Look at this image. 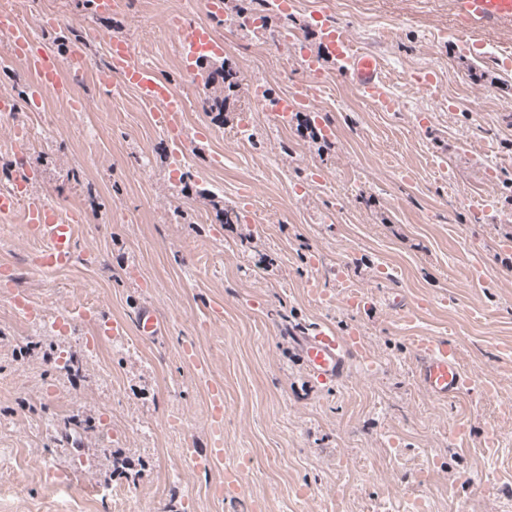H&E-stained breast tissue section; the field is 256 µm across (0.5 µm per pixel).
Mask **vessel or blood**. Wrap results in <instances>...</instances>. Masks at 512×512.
Returning <instances> with one entry per match:
<instances>
[{"label": "vessel or blood", "mask_w": 512, "mask_h": 512, "mask_svg": "<svg viewBox=\"0 0 512 512\" xmlns=\"http://www.w3.org/2000/svg\"><path fill=\"white\" fill-rule=\"evenodd\" d=\"M452 5L455 15L466 21L469 30L512 26V0H452ZM313 26L320 35L322 50L318 53L302 51L299 55L302 70L319 71L324 57H331L361 96L373 102L380 111H395L398 102L384 88L379 58L354 50L346 30L324 17H314ZM0 32L7 35L12 54L20 57L27 70L37 77L24 104L0 96V112H14L21 106L31 112L38 111L49 93L69 98V87L61 81L59 71L67 69L74 78L84 76L87 65L82 53H72L65 62H56L37 42L30 28L15 19L0 17ZM175 34L178 42L189 49L187 65H194L204 51L207 33L185 18L177 21ZM98 81L108 88L118 84L131 88L140 102L155 106L154 117L166 136L171 155L186 154L191 143L204 141L203 133L191 132L186 127V98L172 92L150 65L139 62L127 39L111 38L109 66L99 73ZM33 178L34 174L28 168H14L10 188L0 191V216L20 214L26 236L39 244L31 258L36 267L45 271L66 269L76 258L78 240L74 220L32 191ZM411 342L418 359L419 385L425 392L436 399H448L471 390L474 380L461 368L457 351L449 346L447 339L418 335L412 337ZM302 353L308 375L316 385L323 387L344 382L355 364L373 362L358 334L342 339L319 327L303 341ZM210 403L209 444L205 449L189 451L201 469L217 468L224 462L222 388L211 389Z\"/></svg>", "instance_id": "obj_1"}]
</instances>
